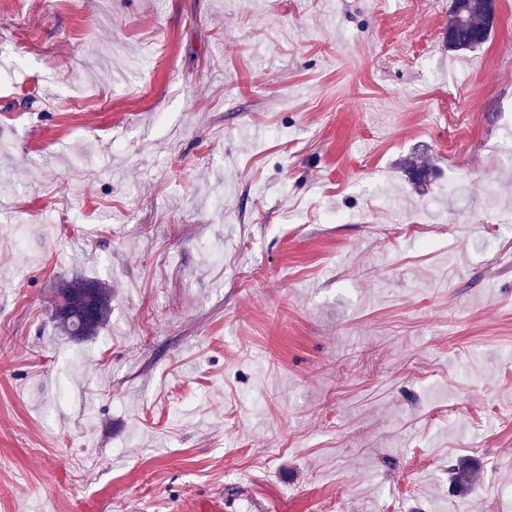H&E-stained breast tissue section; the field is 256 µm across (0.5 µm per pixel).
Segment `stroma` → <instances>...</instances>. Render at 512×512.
Wrapping results in <instances>:
<instances>
[{"instance_id": "1", "label": "stroma", "mask_w": 512, "mask_h": 512, "mask_svg": "<svg viewBox=\"0 0 512 512\" xmlns=\"http://www.w3.org/2000/svg\"><path fill=\"white\" fill-rule=\"evenodd\" d=\"M449 3L0 0V512H512V0ZM452 1L456 2L452 5ZM496 0H451L448 19L449 52L472 51L488 42ZM71 284L76 286L91 285L92 300L83 298L84 288H69L63 286L57 294L54 308V319L58 328L68 336H96L99 329L108 320L112 301V292L95 280L75 278ZM64 289L65 295L61 294Z\"/></svg>"}]
</instances>
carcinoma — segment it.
Here are the masks:
<instances>
[{
    "mask_svg": "<svg viewBox=\"0 0 512 512\" xmlns=\"http://www.w3.org/2000/svg\"><path fill=\"white\" fill-rule=\"evenodd\" d=\"M495 10L496 0H454L448 10V51H472L486 44ZM72 284L69 291L57 294L55 322L71 337L95 336L108 320L112 292L95 280L75 278Z\"/></svg>",
    "mask_w": 512,
    "mask_h": 512,
    "instance_id": "obj_1",
    "label": "carcinoma"
}]
</instances>
